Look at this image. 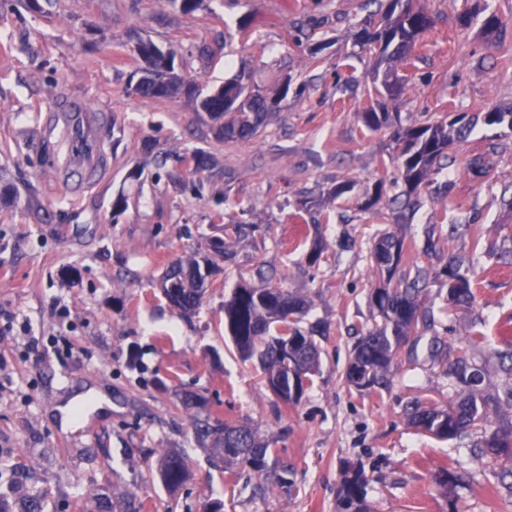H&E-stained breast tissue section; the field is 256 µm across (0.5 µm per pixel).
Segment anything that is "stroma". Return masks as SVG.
<instances>
[{"mask_svg":"<svg viewBox=\"0 0 512 512\" xmlns=\"http://www.w3.org/2000/svg\"><path fill=\"white\" fill-rule=\"evenodd\" d=\"M434 20L403 91L389 102L404 125L512 109V0H421ZM365 0H203L185 13L164 0H0V492L9 512L39 495L47 512H337L346 472L363 471L365 512H512V461L482 456L470 440H444L408 420L413 405L444 409L455 397L436 358L467 331L486 395L501 392L512 337V124H476L435 177L442 200L422 192L408 223L393 206L359 209V191L402 182L389 128L367 129L378 109L373 57L354 53ZM500 28H484L486 13ZM148 40L175 57L202 92L238 80L290 91L257 134L219 140L195 98L132 94ZM69 98L108 113L101 130L112 168L72 197L54 178L56 147L39 139L43 112ZM496 144V175L473 176L469 159ZM206 152L211 165L195 170ZM355 192L327 193L344 179ZM446 212L431 223L433 209ZM459 225L449 239V225ZM411 255L399 269L439 268L449 253L481 245L471 307L451 306L446 282L425 284L433 325L404 347L388 389L348 387L354 343L378 321L370 250L381 234ZM224 241L225 255L211 251ZM322 253L316 265L306 256ZM215 273L200 308L183 314L161 285L189 255ZM245 282L301 295L300 327L319 366L300 402L284 407L257 360H243L224 331V303ZM39 339L38 351L27 347ZM96 388L111 407L93 427L67 420L73 398ZM258 430L289 485L258 479L211 457L194 423ZM181 454L189 477L168 491L158 463Z\"/></svg>","mask_w":512,"mask_h":512,"instance_id":"1","label":"stroma"}]
</instances>
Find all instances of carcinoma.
I'll return each instance as SVG.
<instances>
[{
	"mask_svg": "<svg viewBox=\"0 0 512 512\" xmlns=\"http://www.w3.org/2000/svg\"><path fill=\"white\" fill-rule=\"evenodd\" d=\"M378 5L371 12L360 34L361 46L375 54L377 66L383 73H375L373 82L380 83L374 91L384 90L395 96L401 90L398 67H413L420 57L413 55L420 36L433 27V20L425 8L413 0H388V6H379L382 0H369ZM139 56L151 64L149 75L142 77L133 91L144 99H168L180 93V88L157 86L154 75L165 69L173 58L163 53L155 54L153 45L138 50ZM289 85L284 83L263 95L238 81L224 85V94L205 95L200 107L210 112L211 119L221 122L218 135L225 139L247 140L253 137L269 112L286 99ZM365 126L376 130L386 124L393 128L392 137L400 152L390 157V162L401 161L406 206L414 205L411 193L423 184L431 183V176L441 170V161L448 157V150L464 136L470 126L467 115L454 121H434L404 127L399 116L389 112L372 111L363 115ZM498 154L492 146L472 157L468 170L477 177H487L493 170V157ZM404 241L388 233L383 234L370 251V261L376 275L384 280L383 286L371 295V305L380 317V323L361 336L354 345L344 382L358 390H369L380 384L389 371L397 351L419 338L420 326L427 321V313L421 299L422 288L429 272L417 271L412 279H397L395 275L405 260ZM474 259L463 261L448 252V263L436 273L454 286L448 289V300L458 306H469L474 300L470 274ZM206 275L200 264L189 260L173 267L165 282L173 287L164 288L170 303L186 313L199 306ZM307 309L306 300L281 288H255L248 284L233 289L224 302V329L229 333L239 355L244 359L258 356L269 388L280 389L278 398L285 404L299 402L288 394V370L285 369L283 345L290 339L297 343L298 362L306 368V374L314 372L319 362V352L314 340L298 327ZM448 377L457 387L456 401L444 410L414 407L409 414L411 423L434 431L442 439L456 440L466 435H478L479 450L487 449L497 457H512V429L500 428L487 432L491 420L490 400L483 394L481 368L473 364L467 351L461 350L447 366ZM197 433L211 439L212 453L224 465L242 467L261 478L283 488L288 486V470L279 471L269 464V448L258 433L245 425L223 423L205 424ZM163 484L171 491L185 482L187 463L179 454H166L159 468ZM367 481L363 473L356 471L345 480L346 503L363 512Z\"/></svg>",
	"mask_w": 512,
	"mask_h": 512,
	"instance_id": "1",
	"label": "carcinoma"
}]
</instances>
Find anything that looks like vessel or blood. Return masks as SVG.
<instances>
[{
	"label": "vessel or blood",
	"mask_w": 512,
	"mask_h": 512,
	"mask_svg": "<svg viewBox=\"0 0 512 512\" xmlns=\"http://www.w3.org/2000/svg\"><path fill=\"white\" fill-rule=\"evenodd\" d=\"M105 122L104 113L71 99L58 100L42 116L41 138L66 140V152L55 159L54 170L56 180L66 185L71 195H81L97 185L111 167L100 138Z\"/></svg>",
	"instance_id": "obj_1"
}]
</instances>
